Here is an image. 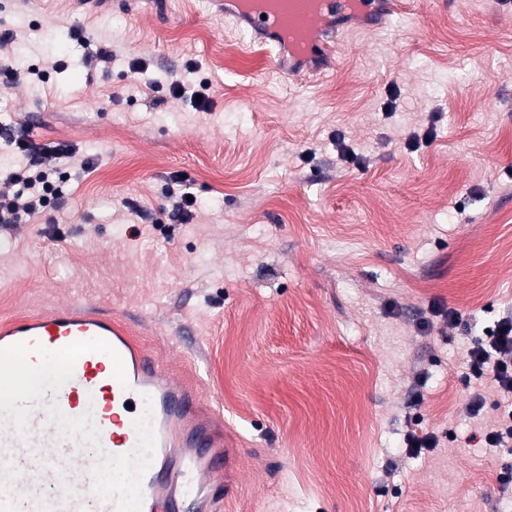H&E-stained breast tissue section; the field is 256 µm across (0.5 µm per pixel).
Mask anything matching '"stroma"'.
Here are the masks:
<instances>
[{
  "label": "stroma",
  "mask_w": 512,
  "mask_h": 512,
  "mask_svg": "<svg viewBox=\"0 0 512 512\" xmlns=\"http://www.w3.org/2000/svg\"><path fill=\"white\" fill-rule=\"evenodd\" d=\"M420 2L346 21L296 81L224 0H0L13 63L64 62L0 88V122L97 163L60 229L0 237V321L78 301L127 325L223 416L219 512H512V447L480 439L497 395L469 416L463 365L512 314V2ZM191 63L204 111L170 95ZM414 429L437 448L408 455Z\"/></svg>",
  "instance_id": "obj_1"
}]
</instances>
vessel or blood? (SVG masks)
I'll return each instance as SVG.
<instances>
[{
  "mask_svg": "<svg viewBox=\"0 0 512 512\" xmlns=\"http://www.w3.org/2000/svg\"><path fill=\"white\" fill-rule=\"evenodd\" d=\"M224 0V15L277 51L289 75H308L310 56L335 54L322 25L358 14L370 26L408 12L407 0H319L305 50L284 25L305 13L286 0L281 15ZM67 360L60 383H22L30 370ZM0 512H204L202 491L220 501L223 438L200 418L202 402L137 344L111 313L73 302L0 324ZM112 491L100 490L104 471Z\"/></svg>",
  "mask_w": 512,
  "mask_h": 512,
  "instance_id": "b4317fda",
  "label": "vessel or blood"
}]
</instances>
